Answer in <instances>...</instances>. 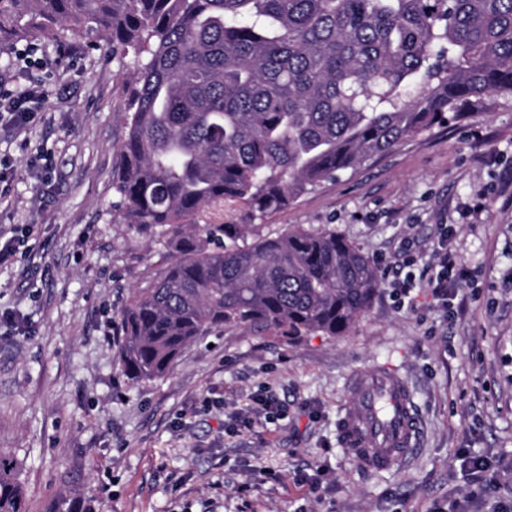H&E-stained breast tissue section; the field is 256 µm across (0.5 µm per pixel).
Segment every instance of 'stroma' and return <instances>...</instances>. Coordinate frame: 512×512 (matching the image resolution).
Instances as JSON below:
<instances>
[{
    "mask_svg": "<svg viewBox=\"0 0 512 512\" xmlns=\"http://www.w3.org/2000/svg\"><path fill=\"white\" fill-rule=\"evenodd\" d=\"M84 34L0 47V70L39 86L42 112L0 135V226L27 225L29 248L0 265V451L20 465L26 512L78 491L99 512H505L512 507V98L397 145L254 220L250 238L295 224L329 228L375 265L369 311L344 336L287 341L216 331L161 378L131 383L114 328L130 289L174 257L112 221L117 149L127 132L134 56L87 50ZM482 195L484 210L460 206ZM470 281L442 306L422 274L445 225ZM413 258L414 307L395 292ZM389 367L419 414L412 453L385 471L355 462L338 422L350 379ZM492 463L472 492L464 455Z\"/></svg>",
    "mask_w": 512,
    "mask_h": 512,
    "instance_id": "obj_1",
    "label": "stroma"
}]
</instances>
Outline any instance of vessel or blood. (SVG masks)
Returning <instances> with one entry per match:
<instances>
[{
  "mask_svg": "<svg viewBox=\"0 0 512 512\" xmlns=\"http://www.w3.org/2000/svg\"><path fill=\"white\" fill-rule=\"evenodd\" d=\"M351 388L353 403L339 423L342 444L367 468L389 469L411 453L417 439L410 391L389 368L357 373Z\"/></svg>",
  "mask_w": 512,
  "mask_h": 512,
  "instance_id": "obj_1",
  "label": "vessel or blood"
}]
</instances>
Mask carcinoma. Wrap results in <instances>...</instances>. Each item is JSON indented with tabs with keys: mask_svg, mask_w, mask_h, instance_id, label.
<instances>
[{
	"mask_svg": "<svg viewBox=\"0 0 512 512\" xmlns=\"http://www.w3.org/2000/svg\"><path fill=\"white\" fill-rule=\"evenodd\" d=\"M95 32L133 50L112 215L174 253L119 313V365L139 383L216 329L293 340L348 332L379 285L332 229L248 240L249 220L417 134L512 97V0H0V37ZM0 453V512H25ZM52 512H97L66 492Z\"/></svg>",
	"mask_w": 512,
	"mask_h": 512,
	"instance_id": "carcinoma-1",
	"label": "carcinoma"
}]
</instances>
